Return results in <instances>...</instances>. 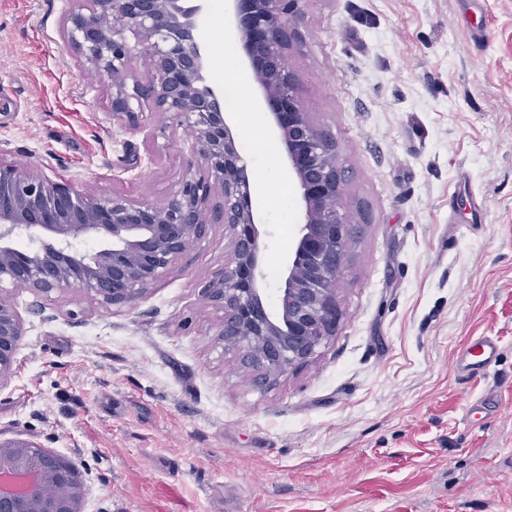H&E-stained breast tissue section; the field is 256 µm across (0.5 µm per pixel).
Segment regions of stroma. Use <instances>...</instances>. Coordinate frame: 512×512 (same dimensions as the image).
<instances>
[{"instance_id": "stroma-1", "label": "stroma", "mask_w": 512, "mask_h": 512, "mask_svg": "<svg viewBox=\"0 0 512 512\" xmlns=\"http://www.w3.org/2000/svg\"><path fill=\"white\" fill-rule=\"evenodd\" d=\"M75 8L0 0V162L163 203L192 133L148 104L141 129L113 126L112 82L71 40ZM223 23L210 0L208 78L258 103L235 35H210ZM295 26L287 64L336 142L356 228L335 335L276 381L245 367L206 294L232 252L211 224L126 307L10 289L25 335L0 439L75 461L86 512H512V0H305ZM231 117L252 177L284 187L283 204H253L275 311L304 207L266 115L250 135ZM462 176L471 190L449 203ZM481 334L500 356L463 381L454 354Z\"/></svg>"}]
</instances>
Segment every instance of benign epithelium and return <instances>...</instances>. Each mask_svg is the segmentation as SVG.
<instances>
[{"label":"benign epithelium","mask_w":512,"mask_h":512,"mask_svg":"<svg viewBox=\"0 0 512 512\" xmlns=\"http://www.w3.org/2000/svg\"><path fill=\"white\" fill-rule=\"evenodd\" d=\"M86 2L87 12L72 17L74 39L88 63L112 79V123L141 128L143 113L134 111V101L172 114L178 125L193 128L186 165L203 175L185 179L158 206L122 195H81L66 183L0 163V391L14 377L24 336L4 285L23 284L36 296L83 291L102 304L125 306L143 296L216 217L233 233L230 262L206 289L223 312L219 340L267 381L307 363L340 320L336 282L351 224L335 145L312 122L284 63L303 0H226L244 62L262 90L261 111L284 146L305 208L275 314L264 301L248 165L223 94L205 76L196 16L208 0ZM139 49L150 58V78L129 88V65ZM37 231V251L14 245L19 234ZM83 234L95 235L103 248L74 252L72 241ZM0 512H84L78 465L33 441L1 440Z\"/></svg>","instance_id":"7a95c632"}]
</instances>
